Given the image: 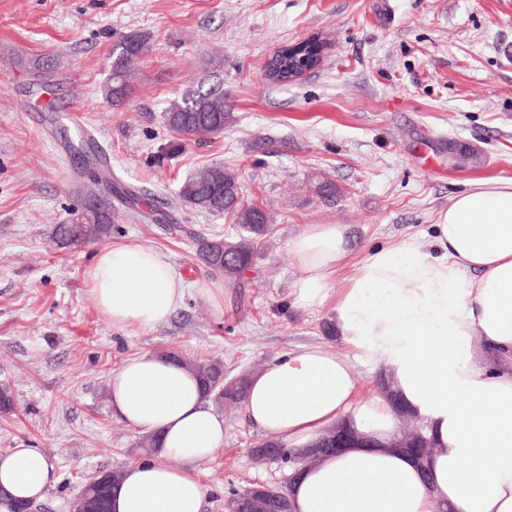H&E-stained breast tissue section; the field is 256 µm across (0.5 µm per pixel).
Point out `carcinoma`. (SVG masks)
<instances>
[{"label":"carcinoma","instance_id":"1","mask_svg":"<svg viewBox=\"0 0 512 512\" xmlns=\"http://www.w3.org/2000/svg\"><path fill=\"white\" fill-rule=\"evenodd\" d=\"M115 61L112 73L104 84L105 99L116 103L125 100L130 92L128 75L135 64L148 52L147 38L141 34L122 37L115 45ZM224 92L217 90L194 91L172 102L163 114L165 127L181 138L200 134H217L224 131ZM77 154L84 155L85 165L97 169L105 164L104 158L91 148L88 140L80 145H68ZM181 197L191 205L215 214L230 213L234 216L235 232L232 237L219 234L205 235L191 232L189 237L195 246L196 257L213 273L227 280L238 281L254 263L256 249L270 230V214L262 207L244 200L238 176L222 164L203 168L182 184ZM129 206L140 202V197L120 187L108 177L94 175L90 184L83 187V207L90 214L83 224H57L53 238L64 247L78 248L101 240L112 232L116 207L112 197ZM192 371L207 395H220V402L228 405L242 403L247 394L248 375L234 388L224 385V365L219 360L198 362L172 353ZM381 391L400 418L399 437L406 441L404 452L424 464L429 454L421 452L414 444L416 429L426 430L422 419L404 405L400 394L389 381L382 380Z\"/></svg>","mask_w":512,"mask_h":512}]
</instances>
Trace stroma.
I'll use <instances>...</instances> for the list:
<instances>
[{"label": "stroma", "instance_id": "35a3bbf8", "mask_svg": "<svg viewBox=\"0 0 512 512\" xmlns=\"http://www.w3.org/2000/svg\"><path fill=\"white\" fill-rule=\"evenodd\" d=\"M134 32L149 50L114 105L102 93L113 48ZM301 40L323 44L320 65L288 83L268 79L273 52ZM39 61L50 65L40 75ZM45 84L56 91L51 112ZM213 87L224 91L223 133L168 154L164 111ZM75 121L164 223L121 205L101 243L56 245L54 226L80 201L79 161L59 135ZM215 163L272 217L252 269L225 283L220 308L190 289L163 325L112 326L87 277L99 249L138 243L190 286L211 280L170 227L231 233L229 216L179 194ZM504 178L512 179V0H0V384L14 398L0 414V454L37 448L54 465L56 481L34 512H69L89 477L138 461L139 434L113 415L109 395L113 372L136 356L218 360L231 379L322 344L349 357L364 396L378 394L370 356L330 337L332 303L296 305L289 240L308 224L346 225L356 264L372 247L423 246L469 181ZM212 409L224 445L193 465L203 512H225L233 489L283 486L286 467L253 461L267 435L244 408Z\"/></svg>", "mask_w": 512, "mask_h": 512}]
</instances>
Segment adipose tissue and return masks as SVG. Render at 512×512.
Wrapping results in <instances>:
<instances>
[{
  "mask_svg": "<svg viewBox=\"0 0 512 512\" xmlns=\"http://www.w3.org/2000/svg\"><path fill=\"white\" fill-rule=\"evenodd\" d=\"M351 252L342 224H309L291 238L295 301L335 298V335L371 353L423 419L434 450L423 468L389 447L398 417L383 395L361 399L346 356L310 345L274 358L252 376L244 403L257 427L298 449L338 424L368 441L304 468L288 489L292 512H512V179L476 180L453 195L432 226L431 249L376 247L350 272ZM88 277L100 311L119 327L166 323L186 290L162 253L135 243L97 252ZM397 336L407 337L405 350L376 349V339ZM110 387L113 415L156 434L169 459L129 464L111 512H202L192 465L222 447L224 420L194 375L143 354ZM55 480L39 449L0 455V488L13 498L41 497Z\"/></svg>",
  "mask_w": 512,
  "mask_h": 512,
  "instance_id": "ef3b65f1",
  "label": "adipose tissue"
}]
</instances>
